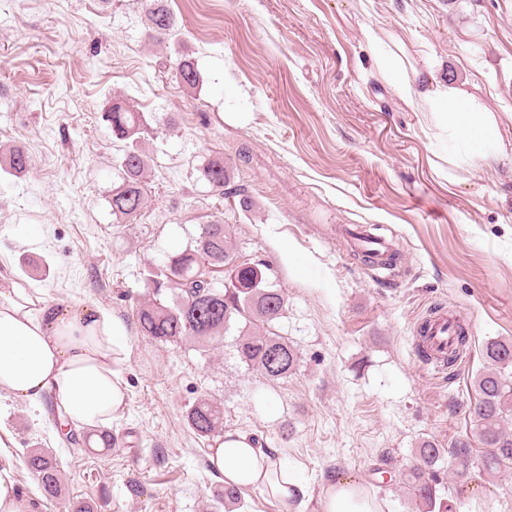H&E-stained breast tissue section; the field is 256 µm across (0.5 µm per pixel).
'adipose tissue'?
<instances>
[{
  "label": "adipose tissue",
  "mask_w": 512,
  "mask_h": 512,
  "mask_svg": "<svg viewBox=\"0 0 512 512\" xmlns=\"http://www.w3.org/2000/svg\"><path fill=\"white\" fill-rule=\"evenodd\" d=\"M426 98L470 161L501 158V134L491 113L448 86H436ZM128 351L126 324L105 308L56 307L40 289L17 283L0 290V392L37 410L51 402L66 425L105 429L121 417L126 387L115 366ZM208 463L228 486L251 487L279 500L300 491L286 463L242 433H225ZM322 512L380 508L365 487L343 480L328 490Z\"/></svg>",
  "instance_id": "adipose-tissue-1"
}]
</instances>
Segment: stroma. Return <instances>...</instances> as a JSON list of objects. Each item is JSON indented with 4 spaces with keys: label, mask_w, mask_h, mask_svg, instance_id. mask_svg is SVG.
Returning <instances> with one entry per match:
<instances>
[{
    "label": "stroma",
    "mask_w": 512,
    "mask_h": 512,
    "mask_svg": "<svg viewBox=\"0 0 512 512\" xmlns=\"http://www.w3.org/2000/svg\"><path fill=\"white\" fill-rule=\"evenodd\" d=\"M178 43L148 37L146 0H0V149L22 145L24 176L0 171V289L26 281L48 301L107 308L129 330L126 410L101 453L54 433L52 414L0 393V470L34 512H225L209 469L216 439L187 409L208 398L225 430L250 435L300 474L291 503L247 489L246 512H321L329 486H365L383 512H417L400 479L421 441L471 439L472 379L491 338L512 339V0H168ZM406 70L435 76L493 113L506 160L450 157L429 104L382 75L368 38ZM202 76L171 77L180 56ZM153 129L147 203L116 223L108 197L125 152L103 118L113 98ZM223 157L229 179L202 177ZM221 219L239 260L281 289L274 323L298 353L288 378L246 370L231 350L142 336L150 268ZM367 225L403 261L383 279L339 236ZM469 323L454 373L426 369L415 329L438 306ZM46 448L62 479L45 497L24 467ZM450 512H512V471L462 486L439 475ZM173 71L179 85L189 90H195L200 85L201 74L191 58H181L173 63ZM202 177L213 190L223 192L224 184L228 179V169L224 165V159L217 157L210 160L202 170Z\"/></svg>",
    "instance_id": "obj_1"
}]
</instances>
